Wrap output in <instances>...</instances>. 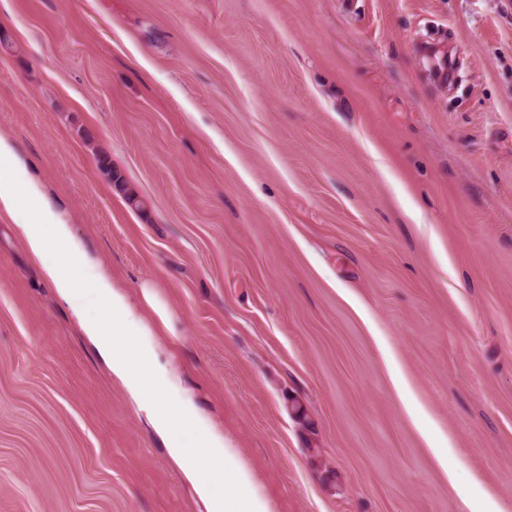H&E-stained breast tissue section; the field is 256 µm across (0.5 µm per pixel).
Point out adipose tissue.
<instances>
[{"label": "adipose tissue", "mask_w": 512, "mask_h": 512, "mask_svg": "<svg viewBox=\"0 0 512 512\" xmlns=\"http://www.w3.org/2000/svg\"><path fill=\"white\" fill-rule=\"evenodd\" d=\"M0 210L17 226L45 279L73 309L113 375L150 417L207 512H272L253 471L223 432L183 395L176 371L160 361L154 333L169 327L166 306L151 290H144L143 300L156 323L148 328L140 309L89 259L70 225L47 201L43 187L2 137ZM89 298L98 304L99 314L87 312Z\"/></svg>", "instance_id": "ef3b65f1"}]
</instances>
